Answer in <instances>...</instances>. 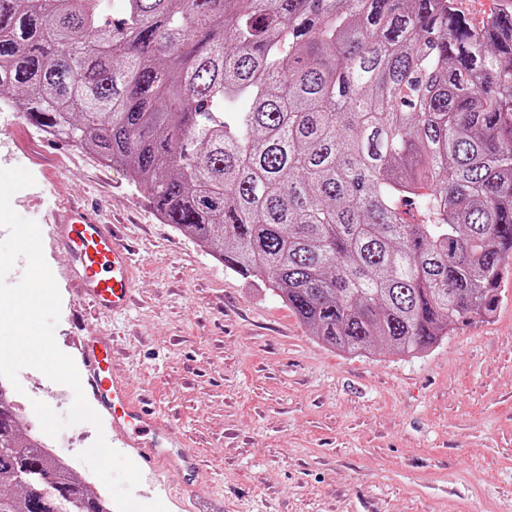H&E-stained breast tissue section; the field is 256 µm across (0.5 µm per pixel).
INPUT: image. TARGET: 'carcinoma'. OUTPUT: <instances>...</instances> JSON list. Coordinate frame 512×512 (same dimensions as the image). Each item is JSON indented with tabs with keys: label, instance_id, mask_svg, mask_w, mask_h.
<instances>
[{
	"label": "carcinoma",
	"instance_id": "1",
	"mask_svg": "<svg viewBox=\"0 0 512 512\" xmlns=\"http://www.w3.org/2000/svg\"><path fill=\"white\" fill-rule=\"evenodd\" d=\"M0 0V94L125 167L166 224L322 344L419 354L512 267V7L456 0ZM0 512H112L22 433ZM503 3L500 0H460L459 7L466 17L474 24H479L489 15L499 11L496 5Z\"/></svg>",
	"mask_w": 512,
	"mask_h": 512
}]
</instances>
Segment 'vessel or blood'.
I'll return each instance as SVG.
<instances>
[{
  "mask_svg": "<svg viewBox=\"0 0 512 512\" xmlns=\"http://www.w3.org/2000/svg\"><path fill=\"white\" fill-rule=\"evenodd\" d=\"M52 230L55 241L71 258L75 286L102 308L115 311L127 307L135 288L132 254L103 214L71 208L55 215ZM111 361V342L93 337L85 352V366L94 396L111 419L113 430L146 469L188 473L185 487L196 490L200 483L196 452L133 396L129 383L111 376Z\"/></svg>",
  "mask_w": 512,
  "mask_h": 512,
  "instance_id": "obj_1",
  "label": "vessel or blood"
}]
</instances>
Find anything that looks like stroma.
I'll use <instances>...</instances> for the list:
<instances>
[{"label":"stroma","instance_id":"obj_1","mask_svg":"<svg viewBox=\"0 0 512 512\" xmlns=\"http://www.w3.org/2000/svg\"><path fill=\"white\" fill-rule=\"evenodd\" d=\"M35 179L14 210L35 221L60 290L58 347L75 364L89 335L112 337L114 371L165 414L223 495L224 512H512V273L492 318L458 327L432 350L351 355L322 345L261 283L162 223L119 166L0 111V168ZM70 203L102 210L138 257L135 301L95 310L70 288V259L50 236ZM21 428L41 435L33 401L66 414L72 390L19 373ZM109 419L64 429L53 445L97 494L78 455ZM176 471H143L138 502L196 512Z\"/></svg>","mask_w":512,"mask_h":512}]
</instances>
